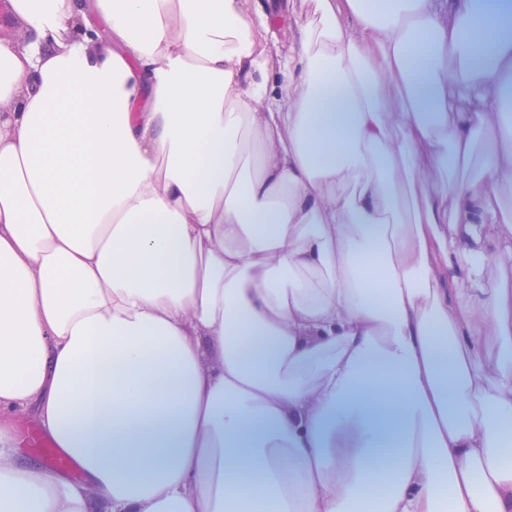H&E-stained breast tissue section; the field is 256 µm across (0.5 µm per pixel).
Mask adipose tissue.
Masks as SVG:
<instances>
[{
    "instance_id": "ef3b65f1",
    "label": "adipose tissue",
    "mask_w": 512,
    "mask_h": 512,
    "mask_svg": "<svg viewBox=\"0 0 512 512\" xmlns=\"http://www.w3.org/2000/svg\"><path fill=\"white\" fill-rule=\"evenodd\" d=\"M8 2L0 512H512V0ZM249 13L264 11L269 18V33L273 35L277 47L283 55H288L295 43L294 34L300 24L314 18V0H251L248 1ZM31 425H34L38 428L37 421L32 414L21 416L14 422L15 436L19 442L16 448L18 450L19 456L24 459H32L41 462L43 467L48 471H50V468L46 458H48L56 467H67L70 465L66 458L60 456L57 453L53 444L36 431L31 433L29 440L30 444L34 448H37L41 454L28 447L24 439V432ZM20 438L22 439V443Z\"/></svg>"
}]
</instances>
